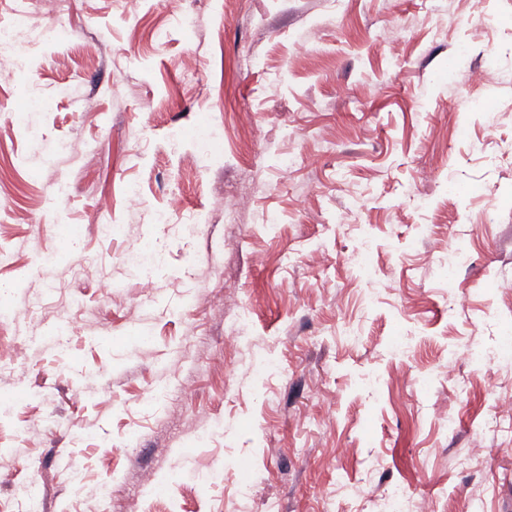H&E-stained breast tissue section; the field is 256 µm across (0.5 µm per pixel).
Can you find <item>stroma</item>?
<instances>
[{
    "instance_id": "1",
    "label": "stroma",
    "mask_w": 512,
    "mask_h": 512,
    "mask_svg": "<svg viewBox=\"0 0 512 512\" xmlns=\"http://www.w3.org/2000/svg\"><path fill=\"white\" fill-rule=\"evenodd\" d=\"M139 12L130 25L115 0H68L43 19L54 40L18 47L34 96L0 86V305L17 311L0 341V502L382 512L399 485L430 512H512V430H480L512 373L450 358L512 331V296L497 292L512 281V0ZM481 18L495 26L484 41ZM488 67L492 83L461 77ZM202 124L218 148H201ZM173 191L194 230L154 223ZM154 245L167 261L140 308L122 255ZM452 245L469 254L453 273ZM363 246L371 280L346 260ZM153 474L176 476L168 495Z\"/></svg>"
}]
</instances>
